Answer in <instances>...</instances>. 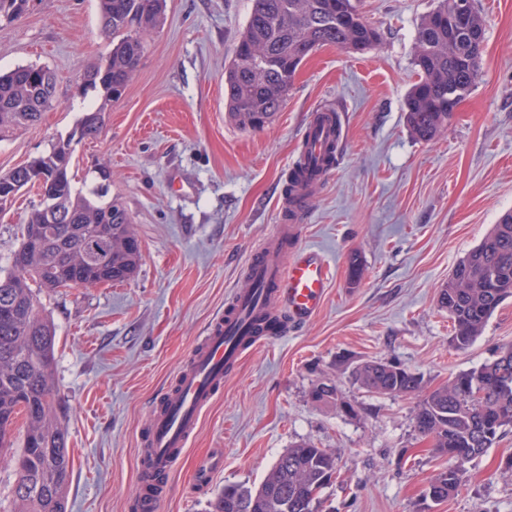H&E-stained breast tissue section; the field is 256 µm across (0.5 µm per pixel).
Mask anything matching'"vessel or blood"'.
Segmentation results:
<instances>
[{"label":"vessel or blood","instance_id":"b4317fda","mask_svg":"<svg viewBox=\"0 0 512 512\" xmlns=\"http://www.w3.org/2000/svg\"><path fill=\"white\" fill-rule=\"evenodd\" d=\"M339 120L315 117L306 130L307 150L322 157L341 137ZM295 224L278 225L246 267L254 288L235 294L224 312L206 329L189 363L148 419L147 443L137 461V512H156L171 489L170 477L183 457L201 418L224 386V375L250 349L282 332L283 325L300 326L321 307L330 281V267L314 249L289 247L298 236ZM224 465L215 453L196 465V483L208 486Z\"/></svg>","mask_w":512,"mask_h":512}]
</instances>
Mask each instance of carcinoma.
Segmentation results:
<instances>
[{
    "label": "carcinoma",
    "mask_w": 512,
    "mask_h": 512,
    "mask_svg": "<svg viewBox=\"0 0 512 512\" xmlns=\"http://www.w3.org/2000/svg\"><path fill=\"white\" fill-rule=\"evenodd\" d=\"M27 0H0V17H21ZM167 0H98L100 33L114 41L108 67L82 74L85 86L100 88L99 103L79 120L82 136L100 127L95 113H106L132 80L145 50L144 36L164 24ZM455 0H438L417 32L414 65L418 80L406 99L405 121L413 136L431 141L447 129L458 102L448 91L470 90L482 68L485 24L478 9L461 22ZM381 34L361 22L354 0H253L250 18L224 70L225 107L244 130L272 122L288 95L302 61L316 47L334 44L348 51L376 46ZM57 76L44 66L21 65L0 75V141L42 119L58 105ZM71 138L59 139L45 154L9 171L19 188L35 187L40 204L27 215L10 268L0 270V452L13 447L12 427L23 417L27 436L10 458L17 479V512H67L73 472L68 433L59 418L54 385L55 326L43 312L40 294L59 288L92 287L129 280L142 250L131 218L117 197L76 187ZM59 203L63 216L50 223L43 201ZM43 230L29 248V229ZM106 248L91 263L83 252L89 232ZM512 297V212L503 214L482 241L457 263L438 293L439 307L452 321L451 345L468 349L487 321ZM356 380L380 396L417 399L414 427L433 451L451 465L433 474L424 497L439 503L458 491L466 464L482 456L512 427V347L481 366L461 372L434 389L402 364L368 361L354 371ZM310 399L348 412L337 385L319 381ZM336 454L312 442L284 451L260 483L233 486L219 493L208 512H315L318 493L337 474Z\"/></svg>",
    "instance_id": "carcinoma-1"
}]
</instances>
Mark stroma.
<instances>
[{
  "label": "stroma",
  "instance_id": "stroma-1",
  "mask_svg": "<svg viewBox=\"0 0 512 512\" xmlns=\"http://www.w3.org/2000/svg\"><path fill=\"white\" fill-rule=\"evenodd\" d=\"M436 4L357 0L380 44L362 54L317 48L275 120L246 131L225 112L224 69L252 0H167L133 80L97 137L73 154L84 190L104 186L124 202L141 265L121 283L41 295L56 329L54 381L74 465L68 512H135L148 415L243 289L251 252L280 222L308 122L328 107L342 119L341 154L299 222L300 244L332 267L324 303L308 324L246 352L225 375L156 512H207L224 485L257 487L300 440L337 457L316 512H512V431L467 465L454 496L425 500L429 478L448 461L416 434L415 399L372 394L352 375L368 360L395 361L433 388L512 346V298L464 351L451 346L437 302L455 265L512 211V0H477L482 72L447 129L424 142L406 125L405 98L418 79L417 29ZM111 49L97 0H28L19 19L0 21V72L48 66L59 100L39 123L0 141V174L68 135L97 99L81 76ZM38 202L30 188L0 212V267ZM354 257L363 267L355 284ZM322 377L335 380L353 412L311 401ZM208 450L223 451L224 468L202 490L191 469Z\"/></svg>",
  "mask_w": 512,
  "mask_h": 512
}]
</instances>
